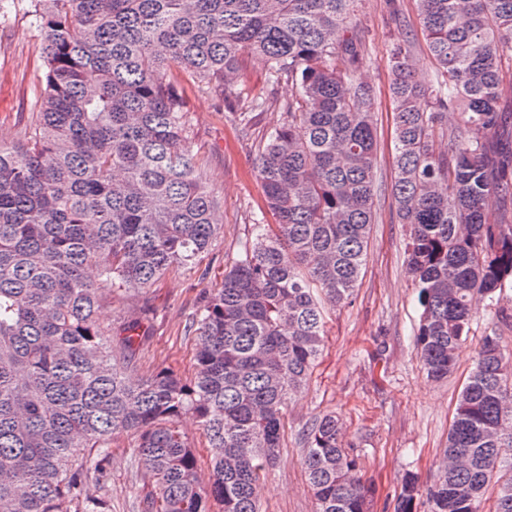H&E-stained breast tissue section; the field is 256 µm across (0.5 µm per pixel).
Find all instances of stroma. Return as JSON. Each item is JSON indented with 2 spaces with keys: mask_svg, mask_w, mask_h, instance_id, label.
I'll return each instance as SVG.
<instances>
[{
  "mask_svg": "<svg viewBox=\"0 0 512 512\" xmlns=\"http://www.w3.org/2000/svg\"><path fill=\"white\" fill-rule=\"evenodd\" d=\"M350 26L367 49L370 61L362 78L378 96L376 222L365 266L351 299L327 314L328 336L305 388L286 410L283 446L259 489L265 512H314L302 467L307 430L323 414L341 423L345 450L357 458L359 474L376 494L370 512H394L406 471L430 485L447 443L457 396L473 366L478 340L496 331L512 348V290L498 306H479L472 339L457 353L456 372L443 381L427 377L414 346L419 322L416 288L409 275L404 248L407 225L398 223L391 188L395 142L389 97L388 58L391 44L408 37L420 75L433 62L417 16L415 0H358ZM41 39L30 13V0H6L0 9V141H19L40 94ZM244 96L233 107L209 89L193 90L189 100V146L203 163L209 185L221 199V229L211 248L190 268H171L152 288L116 290L100 311L99 320L120 340L122 327L140 320L142 342L128 360V372L145 380L166 368L191 377L198 338L189 325L203 299L220 281L252 231L251 215L263 203L256 159L264 138L281 125L282 103L295 97L288 80L269 86L261 59L245 57ZM268 96L266 111L240 126L236 113L247 111L256 95ZM105 493L112 512H144L155 498V484L142 480L134 440L115 437L102 463Z\"/></svg>",
  "mask_w": 512,
  "mask_h": 512,
  "instance_id": "1",
  "label": "stroma"
}]
</instances>
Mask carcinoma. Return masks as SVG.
I'll use <instances>...</instances> for the list:
<instances>
[{"mask_svg": "<svg viewBox=\"0 0 512 512\" xmlns=\"http://www.w3.org/2000/svg\"><path fill=\"white\" fill-rule=\"evenodd\" d=\"M358 0H30L42 91L23 139L0 143V512H112L91 472L112 438H135L159 512H262L259 487L293 394L326 336L325 305L359 285L375 223L374 91L348 25ZM435 63L416 78L409 40L392 44V195L409 227L406 265L422 308L415 348L442 380L479 303L512 288V224L485 222L512 198V122L501 107L512 61V0H417ZM298 96L259 148L264 207L190 324L194 373L128 379L98 322L105 290H145L208 251L218 196L187 147L189 91L239 100L240 61ZM251 99L238 121L263 112ZM456 110L444 132L443 111ZM448 134V152L436 138ZM96 267L99 283L87 279ZM129 323L124 354L141 342ZM194 415L211 479L179 429ZM302 465L315 512H368L371 488L315 420ZM512 512V350L482 337L436 478L405 473L395 512Z\"/></svg>", "mask_w": 512, "mask_h": 512, "instance_id": "1", "label": "carcinoma"}]
</instances>
